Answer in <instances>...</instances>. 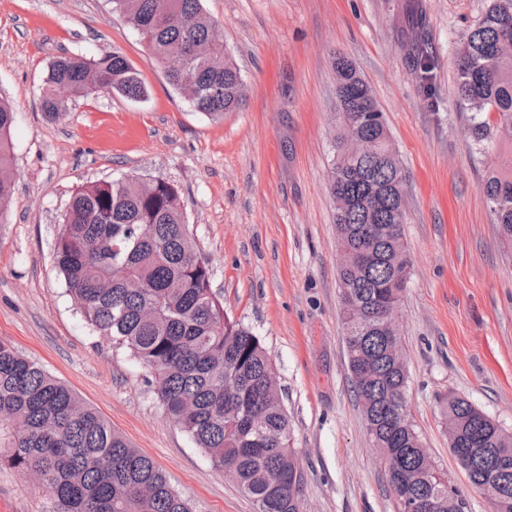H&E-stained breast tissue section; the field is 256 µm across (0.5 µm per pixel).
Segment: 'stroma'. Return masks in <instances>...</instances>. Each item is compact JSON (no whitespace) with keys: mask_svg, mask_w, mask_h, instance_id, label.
<instances>
[{"mask_svg":"<svg viewBox=\"0 0 512 512\" xmlns=\"http://www.w3.org/2000/svg\"><path fill=\"white\" fill-rule=\"evenodd\" d=\"M441 105L430 111L401 43L405 0H203L246 103L215 122L170 86L111 0H0V99L15 119L14 190L0 221V338L70 386L148 455L194 512H257L167 417L147 372L85 322L54 264L77 187L128 177L175 185L212 289L275 368L303 474L300 512H397L354 395L327 180L339 104L335 54L383 111L405 175L410 279L398 313L408 410L465 512H491L448 445L449 393L512 433V249L480 185L507 144L474 152L457 97L458 49L489 0H420ZM121 52L146 87L39 99L62 55ZM41 489L0 467V512H46Z\"/></svg>","mask_w":512,"mask_h":512,"instance_id":"obj_1","label":"stroma"}]
</instances>
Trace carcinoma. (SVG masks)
<instances>
[{
    "mask_svg": "<svg viewBox=\"0 0 512 512\" xmlns=\"http://www.w3.org/2000/svg\"><path fill=\"white\" fill-rule=\"evenodd\" d=\"M159 65L173 56L181 67L165 72L192 107L212 119L241 107L245 87L224 43L211 38L214 22L201 0H112ZM431 111V58L423 43H409ZM336 93L343 116L328 176L339 248L366 251L363 269L339 271L342 306L355 302L363 324H346L347 360L372 445L399 452L387 474L399 512H448L459 491L448 475L428 467L430 457L407 411V371L387 351L381 308L399 304L409 274L387 257L390 244L366 234L368 213L399 235L405 180L383 112L366 83L337 59ZM113 91L126 98L146 88L118 51L52 62L40 107L51 119L72 97ZM458 97L473 149L498 139L512 144V0H494L459 51ZM14 112L0 100V215L13 193L9 133ZM352 131L370 142L363 155L340 150ZM501 237L512 243V153L481 185ZM55 266L81 316L100 335L124 347L148 373L147 382L168 417L208 455L233 468L236 483L258 512H299L303 479L280 389L270 384L272 363L251 328L224 316L207 262L197 253L178 189L162 178L101 181L80 187L64 213ZM443 414L470 450L461 464L477 490L501 488L496 512H512V435L468 399L448 395ZM44 485L49 512H192L154 462L37 361L0 339V466Z\"/></svg>",
    "mask_w": 512,
    "mask_h": 512,
    "instance_id": "cac0c4a2",
    "label": "carcinoma"
}]
</instances>
